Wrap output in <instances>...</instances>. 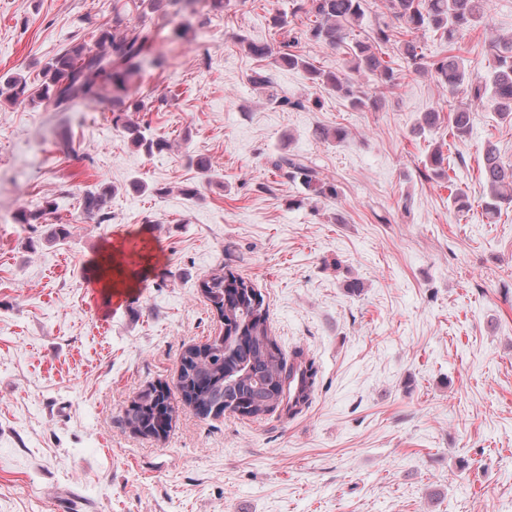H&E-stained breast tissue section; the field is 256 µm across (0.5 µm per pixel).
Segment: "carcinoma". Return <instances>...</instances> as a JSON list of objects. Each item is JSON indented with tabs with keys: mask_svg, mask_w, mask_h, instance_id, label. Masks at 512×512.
<instances>
[{
	"mask_svg": "<svg viewBox=\"0 0 512 512\" xmlns=\"http://www.w3.org/2000/svg\"><path fill=\"white\" fill-rule=\"evenodd\" d=\"M489 0H388L389 18L372 24L367 40L353 43L349 70L368 74L388 91L398 85L399 74L383 60L384 50L397 51L415 70L434 75L448 95L459 100L449 114L455 137L462 139L472 130L475 113L472 105L487 102L502 121L512 122V37L489 34L486 37L492 66L487 76L474 77L456 55L429 57L412 34L431 29L443 42L452 44L482 24ZM124 7H113L112 29H102L92 49L77 43L57 53L46 62L43 81L36 90L29 89L22 77H12L0 86V96L13 103H45L57 112H65L77 100L101 105L112 112V127L129 140L136 151L148 156L168 147L161 137H146L142 127L128 118L124 98L131 78L140 71L149 34L142 28H121ZM294 13L309 21L301 31L307 41L325 48L339 49L351 35L352 27L363 20L366 0H297ZM283 36L278 49L266 44L246 43L249 54L272 57L290 69H303L311 83L329 86L357 110L382 107L385 97H369L356 89L350 76L316 68L307 57L293 51L298 37L284 17L274 18ZM408 38L402 39L400 35ZM444 156L434 150L428 159V174L433 180L446 176ZM272 167L293 180H299L309 193L324 198L338 196L336 183L320 178L309 161L294 153H280L271 160ZM483 206L490 217L512 206V166L505 165L497 148L487 146L483 155ZM107 191L86 192L82 206L98 215L97 223L108 222L104 212ZM55 209L48 202L36 209H22L20 224H40L47 212ZM200 291L210 309L222 311L225 329L202 344L187 347L183 354H195L190 373L176 382L183 404L202 418H219L228 413L237 418L258 420L276 414L293 419L309 407L317 384L315 361L297 347L285 353L270 334L269 313L254 316L253 303L247 295H238L226 285L222 275L204 278ZM175 408L171 389L163 391L151 384L133 398L125 411V421L143 435L158 427L171 432Z\"/></svg>",
	"mask_w": 512,
	"mask_h": 512,
	"instance_id": "obj_1",
	"label": "carcinoma"
}]
</instances>
